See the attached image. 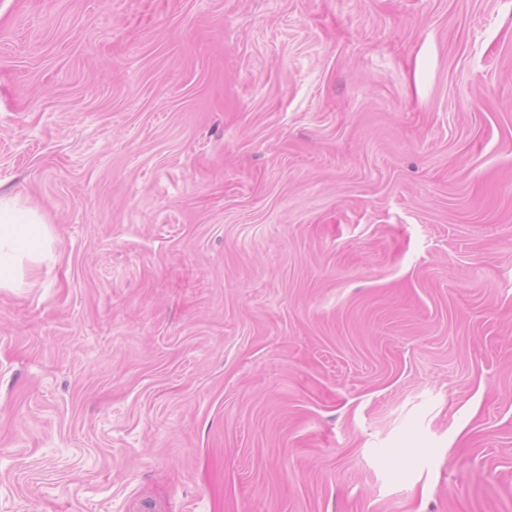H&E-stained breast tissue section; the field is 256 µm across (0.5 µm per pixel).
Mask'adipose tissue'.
Returning a JSON list of instances; mask_svg holds the SVG:
<instances>
[{"instance_id": "1", "label": "adipose tissue", "mask_w": 512, "mask_h": 512, "mask_svg": "<svg viewBox=\"0 0 512 512\" xmlns=\"http://www.w3.org/2000/svg\"><path fill=\"white\" fill-rule=\"evenodd\" d=\"M46 236L38 205L0 196V288L25 285V268H37Z\"/></svg>"}]
</instances>
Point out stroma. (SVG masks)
Masks as SVG:
<instances>
[{
    "mask_svg": "<svg viewBox=\"0 0 512 512\" xmlns=\"http://www.w3.org/2000/svg\"><path fill=\"white\" fill-rule=\"evenodd\" d=\"M0 512H512V0H0ZM46 224L36 204L0 196V288L25 287L24 264L34 272L42 260Z\"/></svg>",
    "mask_w": 512,
    "mask_h": 512,
    "instance_id": "1",
    "label": "stroma"
}]
</instances>
